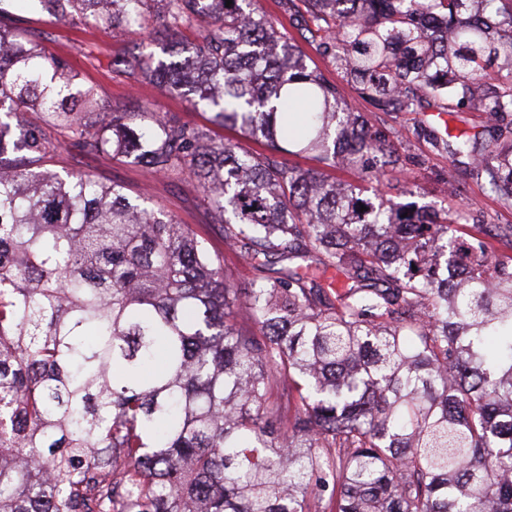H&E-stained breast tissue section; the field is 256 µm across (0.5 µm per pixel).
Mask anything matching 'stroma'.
Instances as JSON below:
<instances>
[{
    "label": "stroma",
    "mask_w": 512,
    "mask_h": 512,
    "mask_svg": "<svg viewBox=\"0 0 512 512\" xmlns=\"http://www.w3.org/2000/svg\"><path fill=\"white\" fill-rule=\"evenodd\" d=\"M6 25L41 42L51 52L69 58L81 72L87 85L92 86L100 103L117 104L129 112H156L174 116L183 122L202 127L216 140H232L236 134L211 123L208 113L193 110L182 98L161 94L156 88L134 82L115 67L133 43L143 49L159 53L157 42L148 34L130 39L119 33L95 27L78 28L54 21L35 9L11 11L5 17ZM416 120L415 115L402 114L391 120L392 139L401 152L410 156L426 155L425 163L408 165L405 173H394L395 188L410 187L418 194L419 202L436 210H454L467 207L482 209L491 224H512V203L488 197L481 179L464 176L461 190L450 194L447 190L450 164L447 157L427 156L424 144L410 140L407 130ZM48 168L55 171H81L92 174L104 183L120 182L129 195L146 193L149 205L173 215L180 223L191 225L210 251L223 258L224 265L240 283L247 282L251 272L231 253L224 243V229L202 201L197 183L189 178H169L151 174L145 167L129 160L114 159L104 154L63 151L51 154Z\"/></svg>",
    "instance_id": "35a3bbf8"
}]
</instances>
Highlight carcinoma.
Returning a JSON list of instances; mask_svg holds the SVG:
<instances>
[{
	"label": "carcinoma",
	"mask_w": 512,
	"mask_h": 512,
	"mask_svg": "<svg viewBox=\"0 0 512 512\" xmlns=\"http://www.w3.org/2000/svg\"><path fill=\"white\" fill-rule=\"evenodd\" d=\"M39 3L136 34L208 19L191 56L121 67L263 151L101 106L0 24V153L28 160L0 167V512H512V224L366 187L402 164L386 127L258 0ZM278 5L371 113L421 115L414 137L512 201V0ZM72 147L197 181L253 278L121 184L46 168ZM276 1L278 0H260V4L263 7V9L267 12V14L271 17V19L275 22L279 31L283 32L282 28H285L287 35L295 39V41L301 46L304 52L312 58V61L315 62L322 69L325 76L330 81L336 83L339 86L341 93L344 95L347 101H352L355 98H357V93L355 92V90L351 87L350 84H348L345 81L342 74L336 70L335 66L329 64L327 61H323L315 53V51L308 44V42H306L301 37V34L296 29H293L288 25V20H286L283 17L280 8L276 4Z\"/></svg>",
	"instance_id": "cac0c4a2"
}]
</instances>
